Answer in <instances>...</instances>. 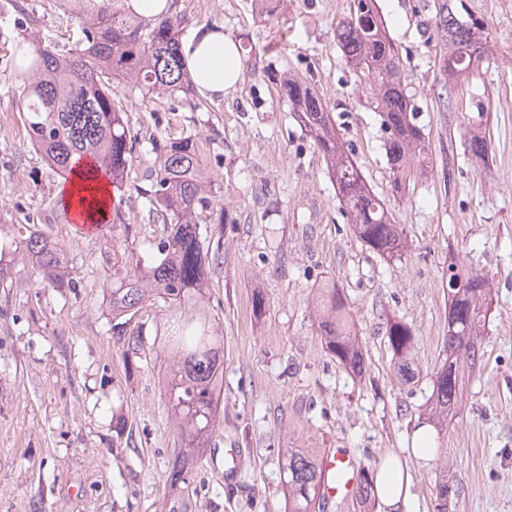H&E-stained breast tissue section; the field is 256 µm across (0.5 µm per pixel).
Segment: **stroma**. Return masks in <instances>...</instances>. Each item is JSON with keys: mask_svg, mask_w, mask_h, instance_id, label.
<instances>
[{"mask_svg": "<svg viewBox=\"0 0 512 512\" xmlns=\"http://www.w3.org/2000/svg\"><path fill=\"white\" fill-rule=\"evenodd\" d=\"M484 20L489 57L469 78L443 83L445 45L432 0H378L402 79L431 145L397 194L368 82L336 45L347 0H173L181 36L202 24L253 47V69L233 93L116 90L138 137L128 191L112 196L121 222L85 233L66 222L64 177L33 147L21 119L16 51L69 49L82 18L76 0H0V243L38 231L75 273L66 293L40 284L31 260L4 249L0 264V512H164L168 469L181 446L157 361L127 363L102 284L113 250L156 255L164 237L136 187H149L154 147L194 136L218 189L224 219L202 225L218 261L205 304L224 335L220 422L193 471V512H287L278 449L346 448L374 467L411 445L426 423L431 378L444 362L448 261L489 278L493 307L461 404L437 432L428 461L410 463L413 512H512V0H465ZM312 84L373 191L385 199L408 248L390 262L355 236L322 152L302 131L268 72ZM489 132L490 158L466 149ZM344 288L362 338L363 377L349 375L318 335L316 295ZM263 294L254 314L253 294ZM415 336L413 381L402 382L388 319Z\"/></svg>", "mask_w": 512, "mask_h": 512, "instance_id": "stroma-1", "label": "stroma"}]
</instances>
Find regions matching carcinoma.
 <instances>
[{"mask_svg": "<svg viewBox=\"0 0 512 512\" xmlns=\"http://www.w3.org/2000/svg\"><path fill=\"white\" fill-rule=\"evenodd\" d=\"M94 23L82 29L78 45L61 50L48 45L20 70H34L28 83L22 119L32 143L50 163L69 175L76 160L88 156L96 166L86 170L87 180H106L120 191L128 187V168L137 138L132 133L114 83L132 81L144 95L157 88L187 93L186 70L176 21L163 17L149 28L133 23L112 10L111 0H82ZM434 24L446 41L443 80L467 74L461 64L463 51L485 52L484 24L466 8L463 0H433ZM336 42L347 64L373 86L386 133L384 148L393 171L395 188L406 180L410 161L424 163L429 143L416 122L402 84L399 53L376 11L375 0H349L336 25ZM295 119L313 138L336 183L338 197L353 224L356 236L382 257L401 259L405 242L399 225L384 200L373 193L362 172L346 154L336 132L332 113L310 83L290 79L281 84ZM490 138L476 131L466 142L471 156L486 161ZM159 173L146 190L150 211L166 227L158 257L149 266L135 263L122 269L112 263V283L102 285L108 294L112 330L125 339V355L140 357L143 324L140 319L162 301L171 313L163 322L161 352L169 365L162 383L171 415L182 440L169 462L167 512H191L189 488L194 464L221 415L224 336L215 327V316L203 304L202 290L210 263L209 249L201 239L200 225L212 218L218 199L203 167L193 136L170 141L157 148ZM13 253L35 260L40 282L53 288H70L74 277L65 270L63 251L41 234L26 231L9 244ZM462 286L448 299L446 360L438 368L442 378L432 382L431 411L443 419L454 411L460 395L452 378L453 356L476 357L477 337L491 309L492 294L486 278L455 263L448 265V280ZM322 307L318 332L328 354L349 372L361 374L364 357L349 321L347 296L334 285L320 289ZM388 343L397 358L398 375L409 382L415 373L409 362L414 336L411 327L393 321L387 328ZM320 448H280L288 512H318L324 484ZM373 495V474L360 469L354 496L366 504Z\"/></svg>", "mask_w": 512, "mask_h": 512, "instance_id": "1", "label": "carcinoma"}]
</instances>
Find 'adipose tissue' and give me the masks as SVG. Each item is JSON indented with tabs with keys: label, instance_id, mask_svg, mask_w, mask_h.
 <instances>
[{
	"label": "adipose tissue",
	"instance_id": "obj_1",
	"mask_svg": "<svg viewBox=\"0 0 512 512\" xmlns=\"http://www.w3.org/2000/svg\"><path fill=\"white\" fill-rule=\"evenodd\" d=\"M185 68L198 94L220 99L242 81L240 45L223 28L201 25L182 44ZM435 437L428 426L415 429L410 452L385 453L374 468V490L385 512H411L409 459L430 460Z\"/></svg>",
	"mask_w": 512,
	"mask_h": 512
}]
</instances>
